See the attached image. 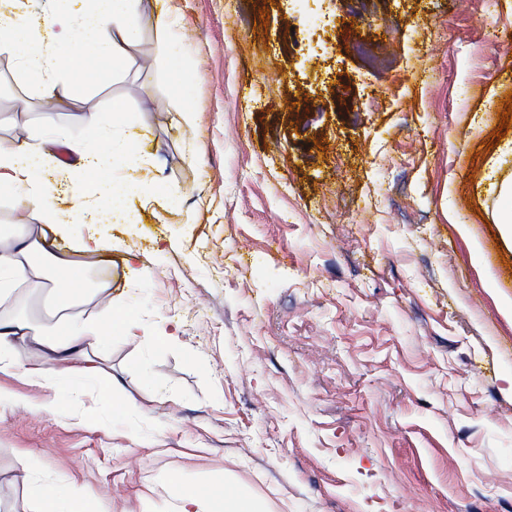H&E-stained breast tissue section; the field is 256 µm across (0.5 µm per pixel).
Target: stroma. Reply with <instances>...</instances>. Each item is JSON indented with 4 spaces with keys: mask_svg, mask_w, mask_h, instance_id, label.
<instances>
[{
    "mask_svg": "<svg viewBox=\"0 0 512 512\" xmlns=\"http://www.w3.org/2000/svg\"><path fill=\"white\" fill-rule=\"evenodd\" d=\"M142 7L120 76L70 57L54 112L73 140L98 113L106 140L123 98L141 178L178 198L52 237L133 311L111 345L132 405L114 414L93 386L48 415L1 375L20 402L0 406V512H37L54 484L88 512H173V471L264 512H512V241L495 222L512 154L493 137L512 0ZM43 107L0 53V138L28 139Z\"/></svg>",
    "mask_w": 512,
    "mask_h": 512,
    "instance_id": "obj_1",
    "label": "stroma"
}]
</instances>
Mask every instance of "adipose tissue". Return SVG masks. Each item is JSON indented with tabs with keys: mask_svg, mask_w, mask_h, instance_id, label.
<instances>
[{
	"mask_svg": "<svg viewBox=\"0 0 512 512\" xmlns=\"http://www.w3.org/2000/svg\"><path fill=\"white\" fill-rule=\"evenodd\" d=\"M140 4L141 0H44L43 7L32 13L23 0H0V50L11 53L21 76L54 102L65 81V59L74 47L87 53L96 83L114 80L138 38ZM82 124L83 139L69 144L79 157L72 167L61 164L51 150L61 141L53 122H45L43 135L29 141L0 138V195L36 213L46 224L127 223L129 199L145 201L165 188L135 176L147 159L137 131L127 121L123 99L112 100V124L120 132L107 145L99 143L97 113H84ZM118 169L124 171L123 179L115 178ZM77 181L102 206L96 209L81 201L69 215H62L61 198ZM8 238V248L0 249V306L12 302L20 287L37 284L52 293L58 316L42 327L19 314L0 317V374L47 393L40 409L48 414L54 413L53 398L63 390L113 388L108 341L129 337L131 309L110 310L103 326L82 319L77 306L101 295L102 286L91 283L68 254L53 251L35 225H14ZM168 483L176 492V512H256L252 502L227 493L220 484L191 485L176 472L169 475Z\"/></svg>",
	"mask_w": 512,
	"mask_h": 512,
	"instance_id": "1",
	"label": "adipose tissue"
}]
</instances>
